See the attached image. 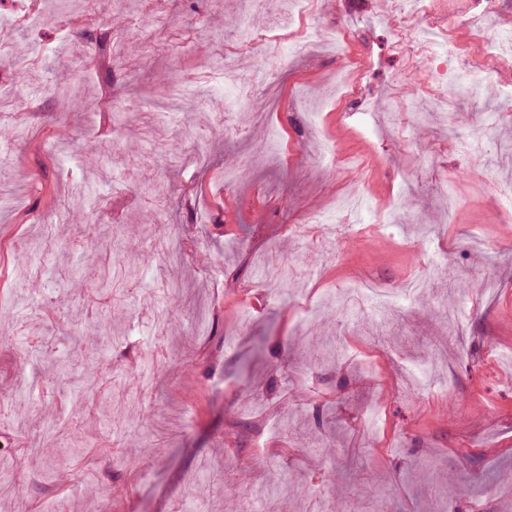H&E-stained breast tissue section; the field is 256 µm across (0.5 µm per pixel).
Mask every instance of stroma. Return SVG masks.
Wrapping results in <instances>:
<instances>
[{"label":"stroma","instance_id":"obj_1","mask_svg":"<svg viewBox=\"0 0 512 512\" xmlns=\"http://www.w3.org/2000/svg\"><path fill=\"white\" fill-rule=\"evenodd\" d=\"M35 2L38 30L0 23L23 130L0 142V469L15 472L0 512H168L188 497L250 512L263 485L275 512L512 507V112L497 89L383 129L402 62L375 0H315L309 20L361 35L354 112L326 86L341 54L318 41L279 88L243 98L218 81L219 65L260 64L219 53L240 21L274 24L239 0ZM182 73L211 88L210 108L158 115L149 99ZM301 87L321 98L318 129L282 113ZM477 130L476 158L460 143ZM323 136L341 172L316 162ZM351 190L362 205L333 247L300 232L303 212ZM395 206L402 223H383ZM419 240L448 253L419 301L383 328L332 305L300 337L322 296L424 273ZM34 246L52 253L43 279L18 274ZM131 341L134 368L118 356Z\"/></svg>","mask_w":512,"mask_h":512}]
</instances>
